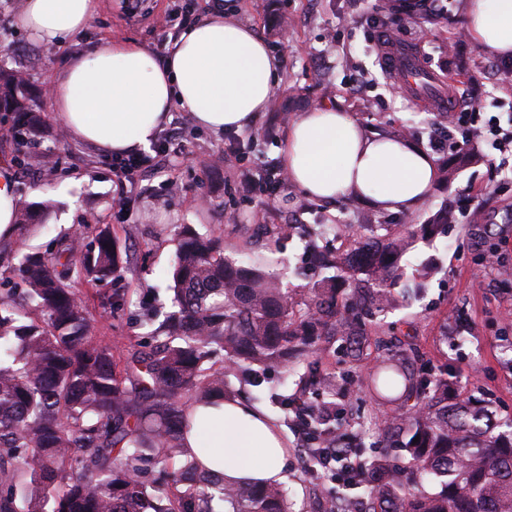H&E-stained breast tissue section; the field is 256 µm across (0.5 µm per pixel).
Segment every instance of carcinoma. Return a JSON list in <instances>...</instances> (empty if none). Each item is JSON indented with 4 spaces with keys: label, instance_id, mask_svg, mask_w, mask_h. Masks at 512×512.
<instances>
[{
    "label": "carcinoma",
    "instance_id": "carcinoma-1",
    "mask_svg": "<svg viewBox=\"0 0 512 512\" xmlns=\"http://www.w3.org/2000/svg\"><path fill=\"white\" fill-rule=\"evenodd\" d=\"M28 82L0 69V105L20 118L19 147L39 117ZM452 215L427 224H319L309 261L324 276L294 289L270 258L224 236L177 231L170 268L174 310L153 342L119 363L96 335L73 284L107 285L123 254L107 228L62 238L44 252L26 238L32 209L16 213L23 294H0V512H289L280 483L232 486L205 472L185 444L188 412L226 395L230 378L256 367L298 378L289 396H259L292 411L306 434V460L320 468L338 448L360 457L336 412V376L318 354L340 340L357 346L418 289L402 285L410 240L445 232ZM278 251L296 224H257ZM367 386L394 403L383 431L409 456L396 474L383 458L349 468L365 489L360 512H512V416L448 401V373L422 363L417 345L390 352ZM419 442H413L414 438Z\"/></svg>",
    "mask_w": 512,
    "mask_h": 512
}]
</instances>
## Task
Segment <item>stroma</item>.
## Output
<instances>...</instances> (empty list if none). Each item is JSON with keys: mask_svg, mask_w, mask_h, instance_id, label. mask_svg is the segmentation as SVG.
<instances>
[{"mask_svg": "<svg viewBox=\"0 0 512 512\" xmlns=\"http://www.w3.org/2000/svg\"><path fill=\"white\" fill-rule=\"evenodd\" d=\"M394 2L395 10L385 12L382 0H235L234 21L282 52L278 89L266 111L248 130L214 133L194 124L189 113L173 110L145 162L126 178L111 155L70 138L51 111L43 79L84 48L113 37L136 41L163 60L174 37L161 27V19L173 11L186 21L196 18L215 0H144V14L135 19L124 15L121 0H103L88 29L49 49L17 26L23 0H0V45L8 49L0 67L24 71L41 118L29 136L27 164L18 171L20 200L46 213L33 224L30 245L44 250L59 238L105 227L127 252L113 282L127 298L122 309L99 306L103 287L85 280L75 285L105 342L121 348L137 343L151 330L149 313L169 310L175 225L190 224L209 234L236 224H422L445 206L454 214L446 236L417 240L403 259L410 275L426 261L437 264L412 307L417 341L430 366L448 369L453 397L489 401L500 413H512V367L501 361V339L512 337V290L501 288L496 268L481 266L485 240L471 234L465 222L469 209L481 208L491 233L488 241L500 262L512 267V162L498 165L496 150L478 157L451 182L435 184L428 198L408 212L381 210L347 197L312 204L292 184L264 181L265 169L281 164L278 147L289 119L324 103L341 105L365 127L390 135L409 127V140L427 146L435 114L419 108L384 72L378 42L386 31L416 44L424 69L440 79L462 66L470 70L475 80L463 85L465 109L485 118L500 112L499 75L490 70L489 55L473 40L458 37L467 28L465 0H455L447 17L428 23L429 36L421 44L404 21L419 0ZM378 357L375 342L365 340L358 360L332 351L321 361L345 389L339 406L351 426L369 425L365 440L374 454H389L403 466L404 452L386 448L378 427L387 406L361 383ZM262 409L282 421L291 451L286 485L291 512H313L333 484L305 470L298 451L301 437L284 424L283 407L266 402Z\"/></svg>", "mask_w": 512, "mask_h": 512, "instance_id": "35a3bbf8", "label": "stroma"}]
</instances>
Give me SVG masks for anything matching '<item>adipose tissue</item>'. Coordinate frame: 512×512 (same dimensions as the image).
I'll list each match as a JSON object with an SVG mask.
<instances>
[{
  "mask_svg": "<svg viewBox=\"0 0 512 512\" xmlns=\"http://www.w3.org/2000/svg\"><path fill=\"white\" fill-rule=\"evenodd\" d=\"M100 7L101 0H24L17 24L59 45L85 31ZM466 13L485 53L512 57V0H466ZM280 66V54L253 29L213 10L182 30L161 63L121 38L76 54L50 72V105L73 140L128 155L148 149L178 107L214 132L250 128L276 91ZM281 160L289 182L318 203L352 194L392 212L420 206L437 171L413 142L371 130L331 103L295 117ZM186 442L225 483L288 480L275 420L239 399L198 409Z\"/></svg>",
  "mask_w": 512,
  "mask_h": 512,
  "instance_id": "ef3b65f1",
  "label": "adipose tissue"
}]
</instances>
